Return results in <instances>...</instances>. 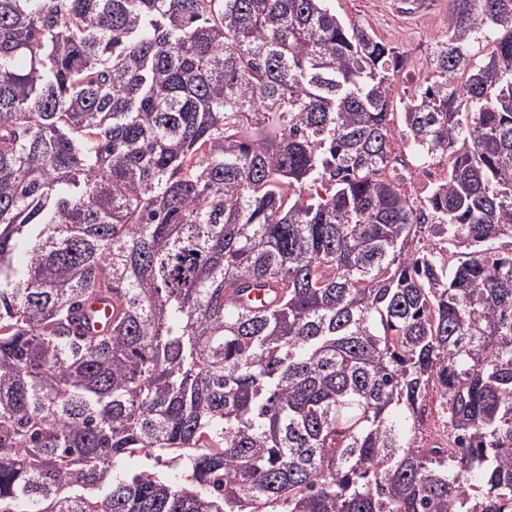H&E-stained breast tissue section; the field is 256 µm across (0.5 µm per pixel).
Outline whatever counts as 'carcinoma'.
<instances>
[{
  "label": "carcinoma",
  "mask_w": 512,
  "mask_h": 512,
  "mask_svg": "<svg viewBox=\"0 0 512 512\" xmlns=\"http://www.w3.org/2000/svg\"><path fill=\"white\" fill-rule=\"evenodd\" d=\"M429 64L396 113L328 0H0V512H512V0Z\"/></svg>",
  "instance_id": "obj_1"
}]
</instances>
